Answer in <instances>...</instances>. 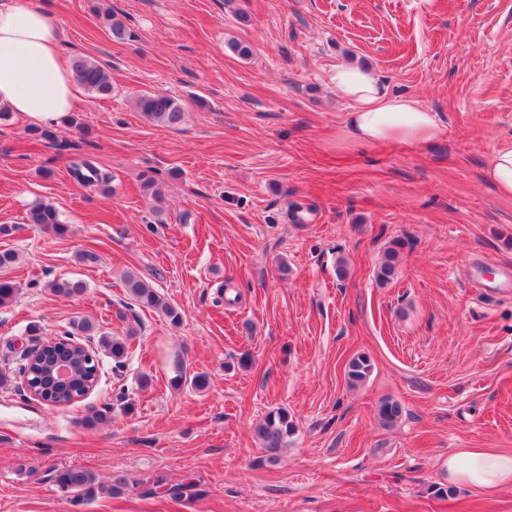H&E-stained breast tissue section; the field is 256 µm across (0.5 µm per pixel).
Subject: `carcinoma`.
<instances>
[{"instance_id": "carcinoma-1", "label": "carcinoma", "mask_w": 512, "mask_h": 512, "mask_svg": "<svg viewBox=\"0 0 512 512\" xmlns=\"http://www.w3.org/2000/svg\"><path fill=\"white\" fill-rule=\"evenodd\" d=\"M112 36L119 40L132 37V32L122 20L109 10L103 14ZM71 70L75 80L87 91L108 97L112 94V80L108 70L99 62L83 56L72 59ZM137 108L150 121L167 128H177L185 120V109L175 98L161 93H144L137 99ZM70 174L85 188L94 189L106 186L111 181L108 171L100 168L88 157H82L71 162ZM142 188L152 201V210L160 215L165 210V198L157 187L153 176H145ZM25 221L28 224L42 226L45 230L62 236L69 231L68 225L60 218L57 208L50 202L38 200L31 204L26 212ZM409 245L406 240H394L386 251L383 260L375 271L379 285L391 283L397 275V265L402 249ZM125 286L129 294L141 306L159 311L171 325L177 326L182 322L181 309L170 304L159 292L144 282L137 274L129 272L125 275ZM52 292L64 298L81 295L86 284L81 280L62 278L49 283ZM96 325L87 320L72 323V329L57 334L47 340L39 354L31 359H24L19 372L28 375V383L33 395L54 404H68L80 399L89 390L95 389L101 378V368L88 360L86 351L80 346L79 337L89 336ZM102 346L112 358V372L122 376L125 360L129 355L130 345L123 339L111 338L102 341ZM71 362L74 370L67 380H59L50 372L55 363ZM372 363L364 355L352 358L347 364V382L351 387L365 383L370 376ZM174 387L180 388L188 383L196 389L207 385V376L196 373L187 377L183 367H177V374L172 378ZM403 407L399 401L384 398L377 406L378 424L385 430L394 428L402 417ZM295 431V424L288 410L278 408L269 411L255 426L256 438L265 450L261 464L275 466L288 449V438ZM53 482L62 494L76 502L91 500L106 492L111 496H120L130 487L131 481L124 475L112 476L110 485L101 484L97 476L90 470L79 466H69L55 470Z\"/></svg>"}]
</instances>
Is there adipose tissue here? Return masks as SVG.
<instances>
[{
	"mask_svg": "<svg viewBox=\"0 0 512 512\" xmlns=\"http://www.w3.org/2000/svg\"><path fill=\"white\" fill-rule=\"evenodd\" d=\"M329 83L350 105L346 126L361 143L426 142L436 137L434 112L391 93L371 68L337 63ZM79 101L60 52V33L46 11L23 0H0V107L49 126ZM449 484L512 489V453L458 448L448 454Z\"/></svg>",
	"mask_w": 512,
	"mask_h": 512,
	"instance_id": "1",
	"label": "adipose tissue"
}]
</instances>
